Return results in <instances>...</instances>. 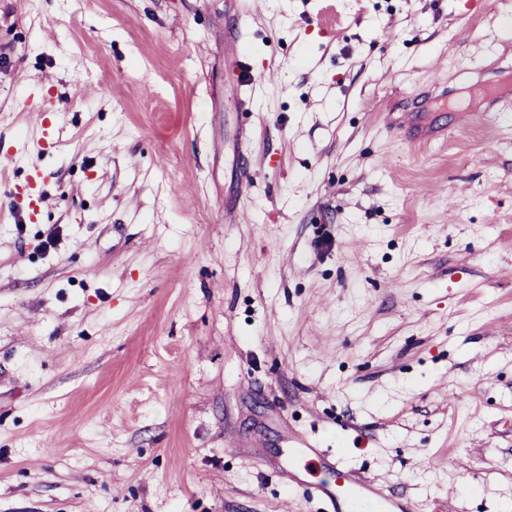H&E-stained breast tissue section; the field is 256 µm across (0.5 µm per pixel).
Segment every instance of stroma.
Returning a JSON list of instances; mask_svg holds the SVG:
<instances>
[{"instance_id": "1", "label": "stroma", "mask_w": 512, "mask_h": 512, "mask_svg": "<svg viewBox=\"0 0 512 512\" xmlns=\"http://www.w3.org/2000/svg\"><path fill=\"white\" fill-rule=\"evenodd\" d=\"M506 30L512 0H0V512H319L301 436L418 512H512ZM237 31L277 71L247 111Z\"/></svg>"}]
</instances>
